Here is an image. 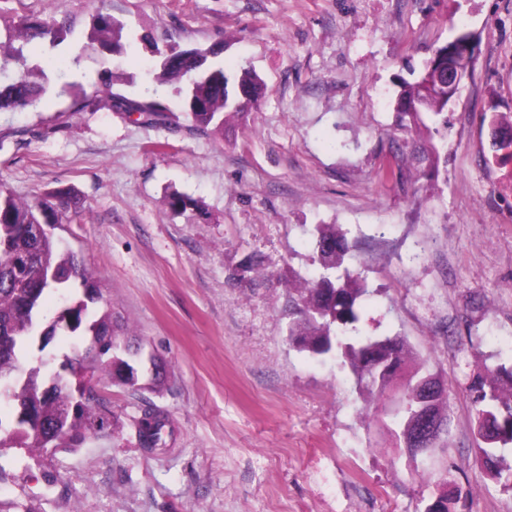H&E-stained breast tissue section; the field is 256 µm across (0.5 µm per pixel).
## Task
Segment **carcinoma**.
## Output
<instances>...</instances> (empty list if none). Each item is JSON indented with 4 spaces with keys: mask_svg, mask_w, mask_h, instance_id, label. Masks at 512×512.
Here are the masks:
<instances>
[{
    "mask_svg": "<svg viewBox=\"0 0 512 512\" xmlns=\"http://www.w3.org/2000/svg\"><path fill=\"white\" fill-rule=\"evenodd\" d=\"M123 30V24L112 15L98 11L91 16L88 45L105 59L124 58L131 54L133 43L123 40ZM73 32L72 22L50 17L26 20L6 40H0V112L33 108L52 88L60 97L73 98L83 109L137 111L151 125L182 117L198 131L222 135L224 123L257 105L264 92V83L255 71L226 70L221 59L222 42L191 49L169 45L162 50L145 35L141 41L150 44L158 57L151 71L156 89L136 98L115 92V73L104 67L89 94L79 79L81 54L70 57L65 67L55 66L56 51ZM444 51L443 44L435 48L419 78L400 83L397 110L418 128L425 126V115L440 116L443 126H448L441 97L424 91V82L435 78L439 55ZM159 87L170 88L180 99L181 114L156 98ZM84 211L83 200L71 188L53 189L23 200L0 183V397L13 404L9 416L0 415L1 449L78 448L89 435L110 426L97 389L100 383L136 391L158 389L167 380V364L160 357L156 358L154 374L144 375L143 384L140 377L125 374L136 356H146L145 345L115 327L111 302L103 299L96 276L75 252L61 248L55 230L64 224L81 223ZM349 249L346 233L336 225H316L318 271L291 300L297 320L289 324L288 337L315 356L340 358L353 376L355 389L383 402L392 416L394 433L401 439L407 434V421L418 408L416 384L432 374L412 362V351L403 337L365 335L357 326V305L374 290L361 274L344 266ZM75 282L84 290L81 298L66 295ZM51 292L64 296L65 306L47 320L41 303ZM100 302L101 312L89 311V305ZM59 332L75 338L64 360L74 373L88 374L93 380V385L78 396L70 382L53 378L54 361L43 357L47 344L35 345L37 337L51 338ZM383 344L393 346L396 369L379 375L367 368L365 359ZM491 373L490 379L481 378L472 385L476 453L491 478L512 489V467L501 465L503 452L512 444V392L504 393L498 384L500 375L512 380V366L499 365ZM488 423L498 431L499 439L493 443L481 438ZM166 424L163 412L143 410L135 419L141 446L166 447Z\"/></svg>",
    "mask_w": 512,
    "mask_h": 512,
    "instance_id": "1",
    "label": "carcinoma"
}]
</instances>
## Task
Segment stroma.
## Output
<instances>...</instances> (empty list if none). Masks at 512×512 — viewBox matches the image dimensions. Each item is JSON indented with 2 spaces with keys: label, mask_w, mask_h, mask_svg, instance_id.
<instances>
[{
  "label": "stroma",
  "mask_w": 512,
  "mask_h": 512,
  "mask_svg": "<svg viewBox=\"0 0 512 512\" xmlns=\"http://www.w3.org/2000/svg\"><path fill=\"white\" fill-rule=\"evenodd\" d=\"M93 0H0V36L47 14L84 32ZM132 39L206 47L253 68L264 98L220 135L147 125L47 94L0 112V182L73 187L58 234L92 267L119 324L164 358L158 390L107 383L108 431L82 448L0 451V512H512L475 455L469 385L512 364V195L485 167L490 110L512 113V0H112ZM478 50L449 113L448 160L394 109L432 50ZM194 207L179 213L167 197ZM336 224L375 293L359 328L401 335L448 394L450 428L409 459L339 361L288 340V285ZM168 414L141 448L132 420Z\"/></svg>",
  "instance_id": "1"
}]
</instances>
